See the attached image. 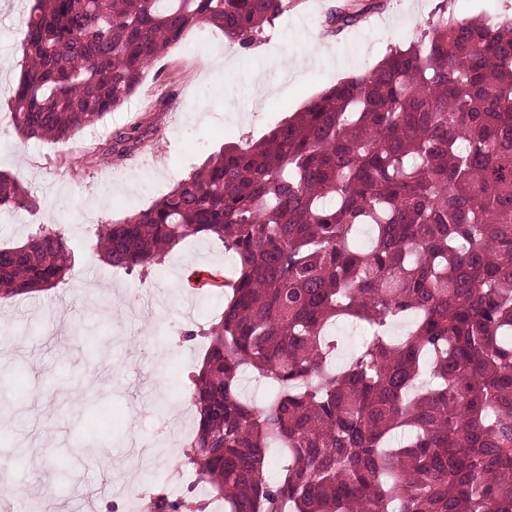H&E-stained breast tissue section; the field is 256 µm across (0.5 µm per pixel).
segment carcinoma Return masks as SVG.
<instances>
[{
  "label": "carcinoma",
  "mask_w": 512,
  "mask_h": 512,
  "mask_svg": "<svg viewBox=\"0 0 512 512\" xmlns=\"http://www.w3.org/2000/svg\"><path fill=\"white\" fill-rule=\"evenodd\" d=\"M289 4L32 0L13 126L66 143L189 31L216 27L246 48ZM386 6L345 0L326 26L339 34ZM140 141L120 132L107 154ZM29 203L0 173V206ZM199 235L234 266L192 377L185 458L224 512H512V13L441 7L373 69L103 225L95 249L132 272ZM72 268L65 234L34 228L0 249V298ZM342 321L364 331L345 359ZM247 372L273 387L260 406L241 395ZM148 509L202 504L157 495Z\"/></svg>",
  "instance_id": "1"
}]
</instances>
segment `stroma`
Here are the masks:
<instances>
[{
    "label": "stroma",
    "mask_w": 512,
    "mask_h": 512,
    "mask_svg": "<svg viewBox=\"0 0 512 512\" xmlns=\"http://www.w3.org/2000/svg\"><path fill=\"white\" fill-rule=\"evenodd\" d=\"M339 0H293L275 36L245 48L220 29L189 32L152 61L137 94L68 143L16 138L9 101L20 75L29 0H0V171L18 174L33 204L0 210V245L23 244L32 226L65 234L80 276L0 304V399L13 409L0 429V457L27 455L0 489V512L40 501L43 512H120L128 484L162 491L186 463L184 416L176 411L208 341L186 340L189 324L217 322L223 288L189 297L174 279L204 268L227 275L233 259L214 236L197 237L145 275L114 272L95 252L98 228L149 207L227 143L267 134L341 79L374 68L436 17L512 10V0H390L376 25L328 38L322 20ZM328 38L337 62L311 54ZM228 61L218 81L214 68ZM140 128L138 148L96 160L116 132ZM151 292L154 311L118 308L108 291ZM141 414L126 418L130 395Z\"/></svg>",
    "instance_id": "1"
}]
</instances>
